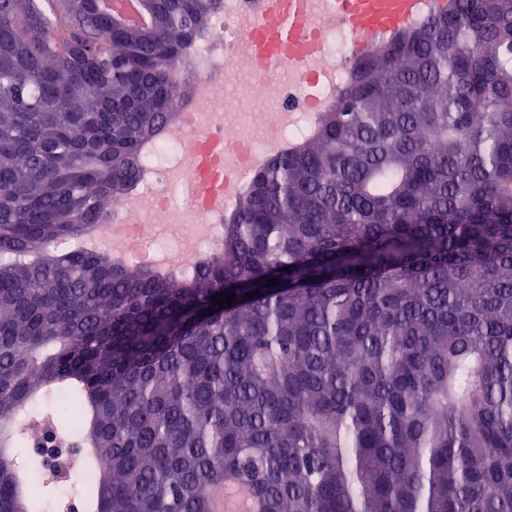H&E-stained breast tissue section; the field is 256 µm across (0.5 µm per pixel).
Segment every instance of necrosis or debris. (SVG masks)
Listing matches in <instances>:
<instances>
[{
  "instance_id": "4bbe7bcc",
  "label": "necrosis or debris",
  "mask_w": 512,
  "mask_h": 512,
  "mask_svg": "<svg viewBox=\"0 0 512 512\" xmlns=\"http://www.w3.org/2000/svg\"><path fill=\"white\" fill-rule=\"evenodd\" d=\"M262 0H224L205 32L187 52L193 92L176 107L177 117L140 154L141 176L132 192L110 206L94 236L68 242V249H109L133 261L173 260L188 274L203 249L221 241L225 212L233 209L253 171V159L271 144L304 137L318 119L298 80L319 76L316 94L334 104L351 75L353 34L333 26L336 0H307V21L317 26L315 51L268 75L251 28ZM143 224H172L170 242L142 239Z\"/></svg>"
}]
</instances>
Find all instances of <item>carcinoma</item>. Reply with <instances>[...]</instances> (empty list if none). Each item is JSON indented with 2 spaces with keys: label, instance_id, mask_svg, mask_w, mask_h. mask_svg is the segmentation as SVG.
Wrapping results in <instances>:
<instances>
[{
  "label": "carcinoma",
  "instance_id": "obj_1",
  "mask_svg": "<svg viewBox=\"0 0 512 512\" xmlns=\"http://www.w3.org/2000/svg\"><path fill=\"white\" fill-rule=\"evenodd\" d=\"M60 2L0 0V512H512V0L369 45L190 276L48 248L134 190L223 0ZM37 416L95 448L68 494ZM101 7L110 15H112V13L120 15L123 20L130 26H142L147 23V18L144 17L134 5L112 0H102ZM114 17L115 16L112 15V19L115 23L128 27L121 20Z\"/></svg>",
  "mask_w": 512,
  "mask_h": 512
}]
</instances>
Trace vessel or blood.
I'll list each match as a JSON object with an SVG mask.
<instances>
[{
    "label": "vessel or blood",
    "instance_id": "b4317fda",
    "mask_svg": "<svg viewBox=\"0 0 512 512\" xmlns=\"http://www.w3.org/2000/svg\"><path fill=\"white\" fill-rule=\"evenodd\" d=\"M304 0H269V11L263 27L253 31L260 41L272 68H280L299 47V37L307 32ZM448 0H337L336 14L353 19L361 36H387L397 32L417 15L428 10L435 15L447 11Z\"/></svg>",
    "mask_w": 512,
    "mask_h": 512
}]
</instances>
